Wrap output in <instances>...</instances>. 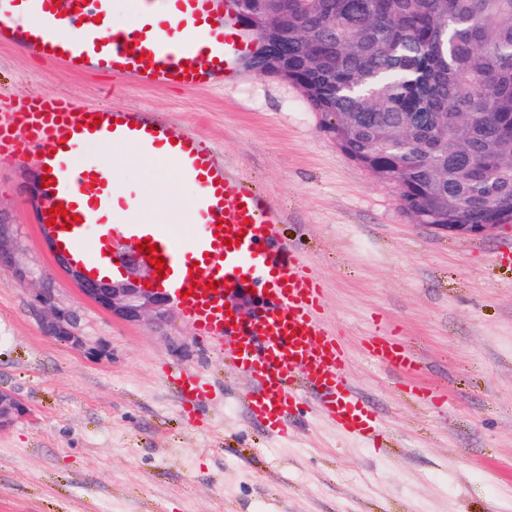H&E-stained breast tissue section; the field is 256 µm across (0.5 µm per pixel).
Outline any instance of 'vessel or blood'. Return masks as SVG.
Returning <instances> with one entry per match:
<instances>
[{
    "label": "vessel or blood",
    "instance_id": "b4317fda",
    "mask_svg": "<svg viewBox=\"0 0 512 512\" xmlns=\"http://www.w3.org/2000/svg\"><path fill=\"white\" fill-rule=\"evenodd\" d=\"M60 14L55 0H0V46L12 47L74 73L98 71L142 87L178 84L223 87L235 76L242 38L233 0H132L137 23L105 35L112 0H69ZM103 139L133 142L146 156H172L184 181L197 193L195 225L189 236L161 225L138 222L126 234L157 244L167 273L156 280L175 298L187 318L248 374L253 390L245 408L256 422L277 434L288 432L287 417L305 393L314 394L323 413L343 432L369 443L381 436L378 414L344 373L347 354L337 333L319 319V282L306 259L281 246L270 231L286 221L284 210L231 167L195 134L177 130L147 108L78 106L73 97L45 90L25 98H0V151L47 172L39 187L36 223L52 222L49 211L63 205L75 215L57 222L54 242L91 270L121 266L106 232L114 194L101 166L73 164L75 153ZM199 266V277L189 273ZM258 289L262 316L249 325L230 315L224 296L243 284ZM368 353L401 374H414L416 358L376 336Z\"/></svg>",
    "mask_w": 512,
    "mask_h": 512
}]
</instances>
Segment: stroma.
Listing matches in <instances>:
<instances>
[{
	"label": "stroma",
	"instance_id": "obj_1",
	"mask_svg": "<svg viewBox=\"0 0 512 512\" xmlns=\"http://www.w3.org/2000/svg\"><path fill=\"white\" fill-rule=\"evenodd\" d=\"M43 89L82 106L150 107L285 207L275 239L320 280L322 318L386 440L340 433L311 400L288 437L269 434L240 404L249 376L180 308L129 323L84 298L32 219V170L1 154L0 224L16 249L0 265V389L28 413L0 430V512H512V224L461 237L415 223L295 87L244 68L220 90L118 89L0 47V95ZM193 195L180 180L136 212L186 235ZM46 287L74 311L84 349L44 332L34 294ZM371 336L406 346L420 372L408 380L374 362ZM180 370L200 388L180 391Z\"/></svg>",
	"mask_w": 512,
	"mask_h": 512
}]
</instances>
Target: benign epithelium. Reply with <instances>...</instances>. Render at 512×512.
<instances>
[{
    "label": "benign epithelium",
    "mask_w": 512,
    "mask_h": 512,
    "mask_svg": "<svg viewBox=\"0 0 512 512\" xmlns=\"http://www.w3.org/2000/svg\"><path fill=\"white\" fill-rule=\"evenodd\" d=\"M433 228L452 235L480 237L497 228L495 224H435ZM15 250L5 227L0 225V264L13 262ZM58 265L75 282L80 292L112 317L138 322L145 317L162 321L167 317L171 296L152 283V268L138 256L128 251L123 255L122 279H92L83 266L74 263L68 254L55 252ZM36 303L50 312L44 330L52 337L70 343L74 348H84L83 337L73 331L75 319L72 312L58 305L50 288H42L34 296ZM254 302L250 288L237 289L232 306L239 319L246 320ZM27 414L23 402L12 392L0 389V430L11 426Z\"/></svg>",
    "instance_id": "1"
}]
</instances>
